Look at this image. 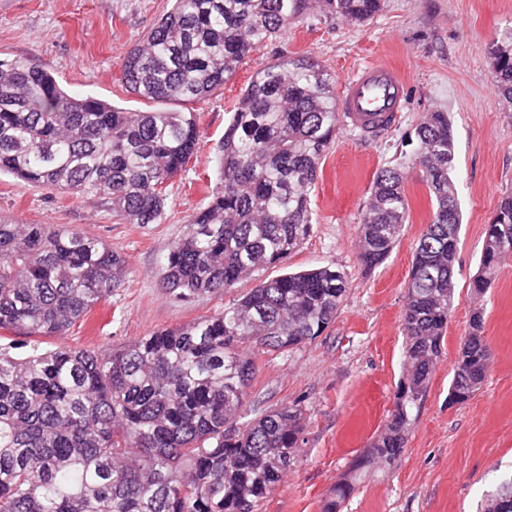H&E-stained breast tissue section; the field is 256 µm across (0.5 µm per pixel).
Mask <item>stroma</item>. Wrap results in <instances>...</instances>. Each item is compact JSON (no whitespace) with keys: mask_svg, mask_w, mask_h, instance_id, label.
Returning <instances> with one entry per match:
<instances>
[{"mask_svg":"<svg viewBox=\"0 0 512 512\" xmlns=\"http://www.w3.org/2000/svg\"><path fill=\"white\" fill-rule=\"evenodd\" d=\"M172 0H0V59H36L67 92L128 111L157 104L128 93L121 69ZM512 27V0H384L370 20L354 23L314 11L246 58L235 74L190 108L200 114L201 141L167 189L159 223L126 224L105 200L77 197L0 174V220L54 224L95 236L125 256V285L98 304L67 336H18L0 330V345L23 356L64 344L101 350L222 310L255 279L218 294L176 299L160 282L173 243L219 183L218 157L231 111L257 68L309 56L346 80L366 63L386 61L405 74L407 108L384 135L369 139L340 129L320 163L310 194L313 232L286 264L260 273L332 265L349 291L335 323L284 355L258 357L259 371L242 414L251 419L282 403L305 415L298 460L261 512H323L331 490L383 429L405 371L401 317L413 246L427 224L429 199L413 165V130L432 109L448 113L461 212L453 310L442 355L416 414L408 444L391 471L366 476L342 512H478L484 494L512 477V264L484 295L470 288L484 228L512 192V120L494 103L490 44ZM400 167L410 222L383 264L358 257V225L374 174ZM259 277V278H260ZM485 309L491 361L479 391L452 405L453 362L473 308Z\"/></svg>","mask_w":512,"mask_h":512,"instance_id":"1","label":"stroma"}]
</instances>
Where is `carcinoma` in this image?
<instances>
[{"mask_svg":"<svg viewBox=\"0 0 512 512\" xmlns=\"http://www.w3.org/2000/svg\"><path fill=\"white\" fill-rule=\"evenodd\" d=\"M384 0H173L128 52L129 93L168 104L127 111L67 93L34 60L0 59V171L106 200L127 224H156L170 181L200 140V116L180 106L233 76L260 45L312 9L365 22ZM497 104L512 116V28L489 49ZM339 128L336 76L298 56L259 67L220 146V182L173 245L162 286L188 300L283 263L310 236V192ZM414 163L431 201L402 315L407 372L384 429L336 484L340 512L364 472L399 462L441 354L455 291L461 225L448 113L425 112ZM400 169L374 177L359 257L381 264L409 223ZM512 193L484 231L471 288L483 295L512 257ZM127 260L104 241L46 224L0 221V330L63 336L125 284ZM349 290L327 265L261 280L220 312L110 353L59 346L17 358L0 348V512H260L296 463L304 417L284 404L239 422L258 367L322 335ZM490 361L484 312L473 309L448 403L481 387ZM512 478L481 512H503Z\"/></svg>","mask_w":512,"mask_h":512,"instance_id":"1","label":"carcinoma"}]
</instances>
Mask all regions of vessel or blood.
I'll return each mask as SVG.
<instances>
[{"mask_svg": "<svg viewBox=\"0 0 512 512\" xmlns=\"http://www.w3.org/2000/svg\"><path fill=\"white\" fill-rule=\"evenodd\" d=\"M407 81L395 66L371 62L359 67L338 92L345 127L356 131L394 125L405 109Z\"/></svg>", "mask_w": 512, "mask_h": 512, "instance_id": "1", "label": "vessel or blood"}]
</instances>
